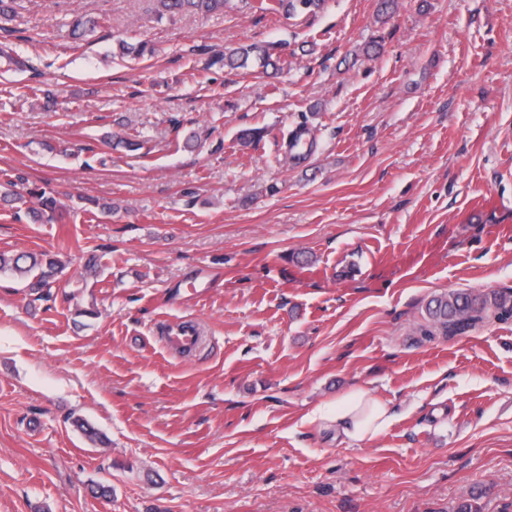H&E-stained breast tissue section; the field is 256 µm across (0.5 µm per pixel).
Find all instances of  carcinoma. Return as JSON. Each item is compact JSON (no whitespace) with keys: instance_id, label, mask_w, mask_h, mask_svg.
Returning a JSON list of instances; mask_svg holds the SVG:
<instances>
[{"instance_id":"carcinoma-1","label":"carcinoma","mask_w":512,"mask_h":512,"mask_svg":"<svg viewBox=\"0 0 512 512\" xmlns=\"http://www.w3.org/2000/svg\"><path fill=\"white\" fill-rule=\"evenodd\" d=\"M157 19L172 18L186 13L211 14L221 12L228 0H154ZM325 0H256L255 10L266 14L285 13L288 15L315 14L323 8ZM101 27L94 18L79 17L73 22V30L80 37L90 36ZM259 60L262 68L275 67L270 48L256 44L238 48L228 54L210 60L209 66L221 65L225 68L244 69L251 57ZM38 208L35 217L46 223L63 217L64 211L58 200L46 193L37 194ZM61 261L47 257L42 263L36 257L18 255L8 257L0 254V271L11 270L20 275L34 274L33 288H50L54 276L59 272ZM428 319L418 324L416 334L424 339L436 336H457L468 332L477 323L486 319L507 321L512 319V290L488 292H450L432 299L426 307Z\"/></svg>"}]
</instances>
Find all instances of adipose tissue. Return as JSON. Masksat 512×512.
<instances>
[{
    "label": "adipose tissue",
    "mask_w": 512,
    "mask_h": 512,
    "mask_svg": "<svg viewBox=\"0 0 512 512\" xmlns=\"http://www.w3.org/2000/svg\"><path fill=\"white\" fill-rule=\"evenodd\" d=\"M320 419L325 428L355 440L381 434L392 423L394 413L388 403L361 389L338 402L336 407L323 411Z\"/></svg>",
    "instance_id": "ef3b65f1"
}]
</instances>
